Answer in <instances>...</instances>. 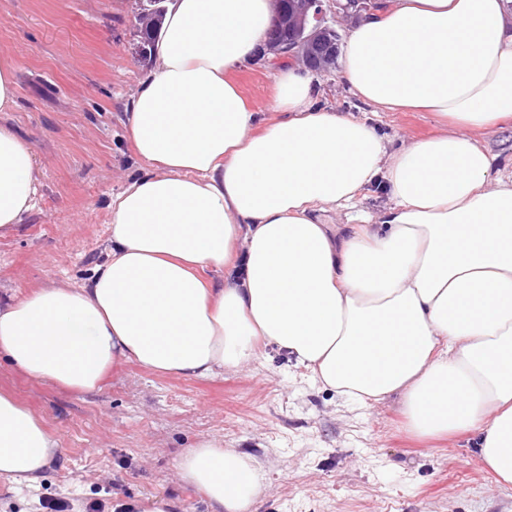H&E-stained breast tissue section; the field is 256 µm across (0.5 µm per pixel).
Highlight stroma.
Here are the masks:
<instances>
[{"mask_svg":"<svg viewBox=\"0 0 512 512\" xmlns=\"http://www.w3.org/2000/svg\"><path fill=\"white\" fill-rule=\"evenodd\" d=\"M134 0H0V51L15 64L16 104L0 112L39 161V207L0 237V298L86 279L105 258L113 194L141 167L127 108L151 59L137 53ZM277 64L233 77L260 122L273 120ZM317 102L376 126L390 150L440 132L432 113L363 102L337 69L319 73ZM0 389L40 416L62 449L34 488L0 480V512H110L116 498L176 501L207 512L176 474L180 456L215 440L262 461L254 512H512V485L490 472L473 434L422 439L403 399L358 406L274 347L209 378L127 362L102 391L75 393L0 359Z\"/></svg>","mask_w":512,"mask_h":512,"instance_id":"1","label":"stroma"}]
</instances>
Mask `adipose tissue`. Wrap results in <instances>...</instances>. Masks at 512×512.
Segmentation results:
<instances>
[{
  "mask_svg": "<svg viewBox=\"0 0 512 512\" xmlns=\"http://www.w3.org/2000/svg\"><path fill=\"white\" fill-rule=\"evenodd\" d=\"M273 0H168L127 122L144 168L112 198L106 258L79 284L0 304V356L98 391L119 363L206 378L273 345L359 403L401 393L411 432H475L512 482V175L475 134L512 122V0H392L351 31L339 75L366 103L457 131L389 151L276 76L259 125L232 73L267 39ZM33 147L0 126V236L38 205ZM390 203L346 231L324 215L370 186ZM228 271L223 282L203 271ZM57 441L0 391V477L37 486ZM209 512H252L254 459L205 440L178 460Z\"/></svg>",
  "mask_w": 512,
  "mask_h": 512,
  "instance_id": "obj_1",
  "label": "adipose tissue"
}]
</instances>
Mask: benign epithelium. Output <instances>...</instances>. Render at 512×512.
<instances>
[{"mask_svg": "<svg viewBox=\"0 0 512 512\" xmlns=\"http://www.w3.org/2000/svg\"><path fill=\"white\" fill-rule=\"evenodd\" d=\"M277 14L266 46L278 59L300 61L313 71H324L336 63L340 43L329 41L328 4L355 15L380 10L377 0H276Z\"/></svg>", "mask_w": 512, "mask_h": 512, "instance_id": "7a95c632", "label": "benign epithelium"}]
</instances>
